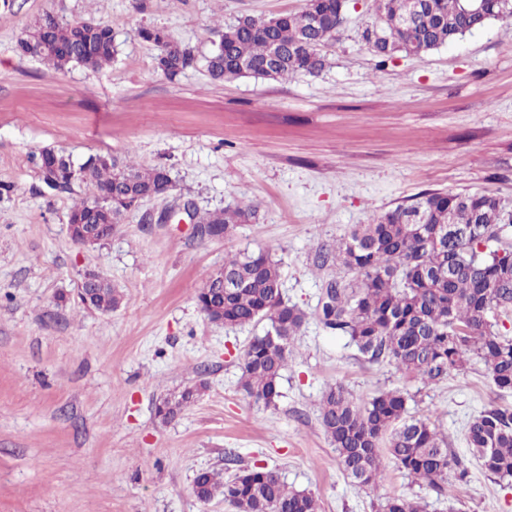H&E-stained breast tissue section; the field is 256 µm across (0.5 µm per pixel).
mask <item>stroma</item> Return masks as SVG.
Returning <instances> with one entry per match:
<instances>
[{"mask_svg":"<svg viewBox=\"0 0 512 512\" xmlns=\"http://www.w3.org/2000/svg\"><path fill=\"white\" fill-rule=\"evenodd\" d=\"M326 50L330 64L285 80H212L216 25L303 9L305 0H14L0 5V512H232L199 502L198 471L277 470L312 492L320 512H379L391 496L425 512H512V479L471 456L468 423L511 407L482 363L426 386L371 364L317 308L328 283L352 280L317 266L355 225L425 192L489 191L512 202V28L499 21L422 56L381 61L359 38L373 0H354ZM112 27L111 65L58 71L19 57L15 44L44 13ZM164 29L193 65L166 79L139 27ZM44 149L83 163L95 154L161 167L164 195L129 212L94 246L75 244L67 216L85 198L52 194L39 176ZM240 202L255 222L229 236L200 235L181 218ZM169 223H160L165 212ZM268 251L285 298L306 314L282 373L276 406L241 388L240 362L266 323L224 327L197 305L204 276L226 255ZM122 296L103 314L78 289L86 271ZM366 401L408 391L467 469L444 494L383 457V481L357 486L319 420L332 384ZM199 387L175 418L165 398Z\"/></svg>","mask_w":512,"mask_h":512,"instance_id":"35a3bbf8","label":"stroma"}]
</instances>
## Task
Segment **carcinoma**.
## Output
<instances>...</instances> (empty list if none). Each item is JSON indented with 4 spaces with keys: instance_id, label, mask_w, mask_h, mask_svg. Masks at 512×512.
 Wrapping results in <instances>:
<instances>
[{
    "instance_id": "1",
    "label": "carcinoma",
    "mask_w": 512,
    "mask_h": 512,
    "mask_svg": "<svg viewBox=\"0 0 512 512\" xmlns=\"http://www.w3.org/2000/svg\"><path fill=\"white\" fill-rule=\"evenodd\" d=\"M351 0H306L298 11L270 18L244 16L224 25L207 59L216 81L242 77L284 79L316 74L327 64L324 49L335 38ZM494 20L512 21V0H375L374 17L361 38L376 56L420 55L450 45ZM137 36L157 50V69L172 80L191 67V50L165 30L142 27ZM41 47V60L58 69L70 65L99 70L112 62L118 46L112 28L99 20L63 21L46 13L16 43L22 57ZM40 177L56 192L72 191L77 181L90 198L69 212L70 224H100V238L112 235L122 217L143 199L172 187L163 168H139L104 155L75 165L70 157L44 151ZM255 210L236 205L199 217L201 229L229 234L249 224ZM512 228V205L490 192H427L410 205H398L368 224H358L336 244V264L356 274L353 282L332 281L318 305L325 327L349 336L367 362L385 361L424 385H437L451 370L480 360L501 390H512V338L494 331L512 313V244L489 247ZM83 304L110 313L121 304L120 292L99 272ZM197 304L213 323L244 326L264 322L267 329L246 348L240 383L266 407L281 396L280 379L294 336L306 314L284 298L280 262L270 254L243 252L224 259L206 275ZM199 392L187 388L157 408L173 418ZM408 393L383 391L356 402L341 384L328 387L320 400V423L336 449L344 474L359 486L384 478L380 449L412 479L445 491L448 470L466 469L450 453L448 442L429 419L407 414ZM466 439L483 469L512 478V409L496 407L471 420ZM193 493L201 501L222 497L235 512H318L315 496L288 486L278 471L245 468L224 478L199 472ZM381 512H424L420 502L388 498Z\"/></svg>"
}]
</instances>
